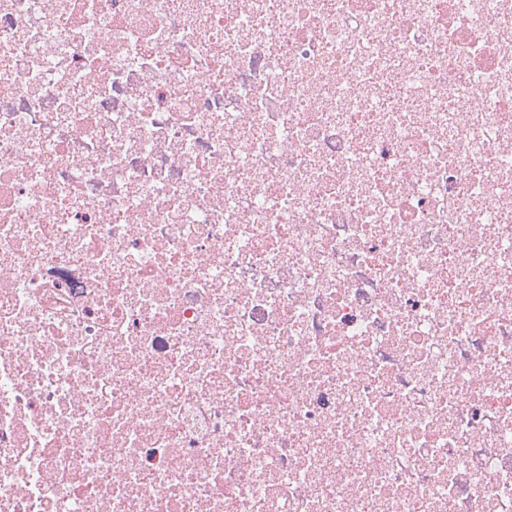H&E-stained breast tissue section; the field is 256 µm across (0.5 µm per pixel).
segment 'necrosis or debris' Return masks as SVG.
I'll use <instances>...</instances> for the list:
<instances>
[{
	"label": "necrosis or debris",
	"instance_id": "4bbe7bcc",
	"mask_svg": "<svg viewBox=\"0 0 512 512\" xmlns=\"http://www.w3.org/2000/svg\"><path fill=\"white\" fill-rule=\"evenodd\" d=\"M512 0H0V512H512Z\"/></svg>",
	"mask_w": 512,
	"mask_h": 512
}]
</instances>
